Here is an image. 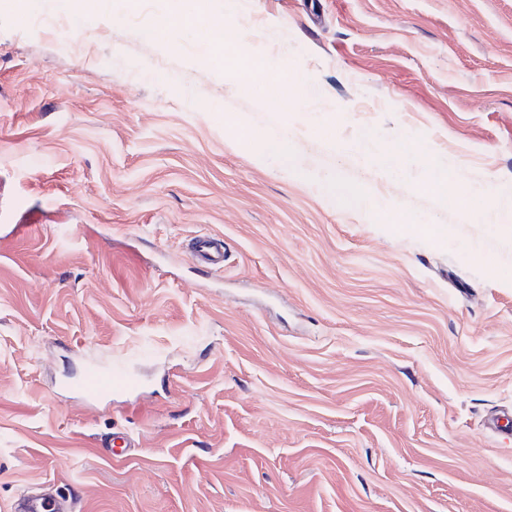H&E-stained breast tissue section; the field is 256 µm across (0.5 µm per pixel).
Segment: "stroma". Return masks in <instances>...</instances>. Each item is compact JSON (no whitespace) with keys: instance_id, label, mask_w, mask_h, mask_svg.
<instances>
[{"instance_id":"35a3bbf8","label":"stroma","mask_w":512,"mask_h":512,"mask_svg":"<svg viewBox=\"0 0 512 512\" xmlns=\"http://www.w3.org/2000/svg\"><path fill=\"white\" fill-rule=\"evenodd\" d=\"M60 14L0 10V512L47 485L78 512H512V430L484 426L512 412V232L407 176L512 191V0ZM224 27L249 86L201 53ZM285 73L316 100L278 111ZM283 124L294 174L255 151ZM370 133L413 137L405 176L352 160ZM341 196L338 198L344 203H353L369 222L390 210V204L385 195L374 190H365L355 185L342 187ZM189 247L202 263L215 269L224 267V249L218 246L214 237L198 236L190 240Z\"/></svg>"}]
</instances>
